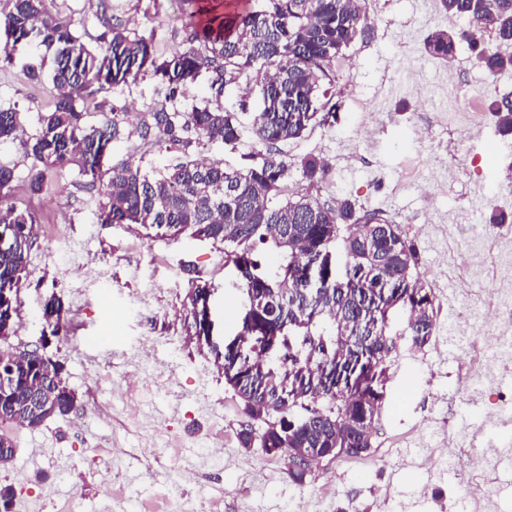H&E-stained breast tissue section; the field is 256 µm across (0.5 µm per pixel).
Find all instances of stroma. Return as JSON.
<instances>
[{"label":"stroma","mask_w":512,"mask_h":512,"mask_svg":"<svg viewBox=\"0 0 512 512\" xmlns=\"http://www.w3.org/2000/svg\"><path fill=\"white\" fill-rule=\"evenodd\" d=\"M95 44L100 16L155 35L171 53L190 20L186 0H56ZM370 32L336 62L335 123L310 127L284 144L289 158L325 159L330 179L307 188L293 175L284 198L308 191L323 202L348 199L398 224L418 254L415 277L431 293L434 327L418 348L399 338L387 363L381 414L369 455L314 465L296 484L284 460L240 447L246 419L239 400L208 349L199 347L184 304L196 280L211 283L215 307L234 329L243 296L224 246L182 235L158 237L136 224L97 220V191L72 171L53 178L41 194L27 188L29 161L21 140L0 142V163L14 167L10 202L35 213L42 231L30 252L31 275L20 292L13 343L40 336L42 309L62 298L74 341L53 340L78 408L31 429L11 426L14 459L0 467V486L13 487L15 506L28 512H455L476 503L481 488L499 489L497 512H512V467L466 477L431 475L413 451L420 434L443 448L449 431L469 449L487 428L500 396L512 398V368L501 369L498 391L465 398L460 377L489 356L488 337L512 319V135L501 136L491 102L512 98V68L489 76L466 42L440 59L424 39L441 29L458 33L466 19L440 0H362ZM36 47L22 46L0 66V109L22 114L27 134L40 127L52 99L49 75L30 80L26 64ZM479 100L462 111L465 92ZM243 90L227 86L214 97L207 75L169 102L188 111L210 100L238 111ZM125 111L164 100L156 78L124 90H103ZM133 122L114 143L115 158L159 170L171 155L139 138ZM506 214L502 224L493 215ZM498 310L482 327L476 348L454 339L480 311Z\"/></svg>","instance_id":"1"}]
</instances>
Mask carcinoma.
Returning a JSON list of instances; mask_svg holds the SVG:
<instances>
[{"label": "carcinoma", "mask_w": 512, "mask_h": 512, "mask_svg": "<svg viewBox=\"0 0 512 512\" xmlns=\"http://www.w3.org/2000/svg\"><path fill=\"white\" fill-rule=\"evenodd\" d=\"M192 21L179 48L156 54L153 38L103 21L92 48L72 29L55 0H0V63L13 62L16 44L36 43L53 52V96L36 134L23 141L29 189L39 193L49 177L78 169L90 188L101 184L97 218L102 224H139L171 237L188 234L224 244V265L236 272L243 295L238 334L253 346L250 358L224 349V383L239 398L242 414L262 424L245 427L240 446L288 456L290 448H313L324 458L360 457L372 448V425L384 399L386 360L396 337L426 345L434 307L413 276L417 252L397 225L348 200L334 205L309 194L282 199L293 171L314 187L328 178L316 157L290 161L279 144L302 137L312 125L336 118L339 102L335 61L368 19L360 0H247L224 11V0H187ZM451 15L467 18L460 34L437 30L424 40L432 55L446 58L459 39L468 41L478 64L495 74L512 68L483 41L488 30L512 41V0H488L476 13L471 0H441ZM210 74L221 95L224 83L260 86L272 108L251 112L254 151L249 163L231 166L197 156L210 142L235 146L242 136L237 112L210 103L188 112L162 104L136 127L139 137L172 153L170 164L152 173L112 157L122 131L119 113L97 123L89 88L128 87L151 75L172 100L181 86ZM497 127L512 132V100L491 106ZM24 133L21 113L0 110V140ZM14 168L0 164V287L29 276L34 216L6 202ZM274 253L269 263L263 251ZM210 285L193 284L189 315L194 335L207 331ZM400 325L392 330L394 325ZM340 387L345 398L332 393ZM70 400L53 381L0 377V423L36 428L41 408L53 416L71 412Z\"/></svg>", "instance_id": "1"}]
</instances>
